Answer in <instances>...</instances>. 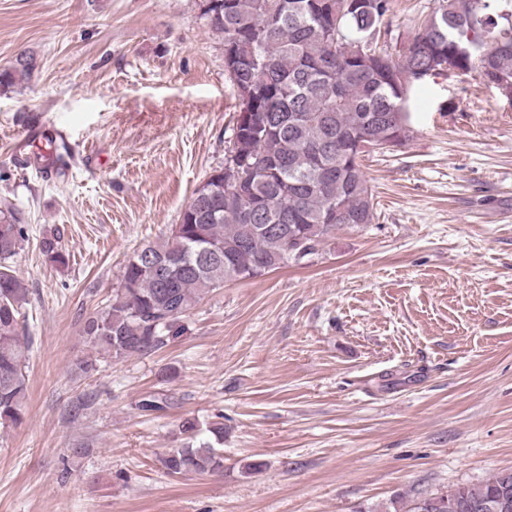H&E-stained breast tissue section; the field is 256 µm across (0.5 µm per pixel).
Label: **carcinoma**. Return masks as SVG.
I'll use <instances>...</instances> for the list:
<instances>
[{
    "label": "carcinoma",
    "instance_id": "obj_1",
    "mask_svg": "<svg viewBox=\"0 0 512 512\" xmlns=\"http://www.w3.org/2000/svg\"><path fill=\"white\" fill-rule=\"evenodd\" d=\"M415 32L402 37L389 20L390 0H220L202 18L224 38V70L237 94L229 141L230 173L213 170L207 196H192L167 238L136 250L123 266L108 305L84 322L86 342L104 358L123 360L167 345L179 318L232 280L298 264L294 236L317 250L337 225L369 224L374 195L362 168L368 153L398 140L415 87L429 77L476 73L486 83L512 81V0H437ZM360 42L363 54L346 46ZM20 57L0 83L32 77ZM336 149L320 158L328 137ZM265 215L250 219L255 204ZM280 224L264 232L257 224ZM26 238L12 210H0V422L22 420L28 399L25 337L27 288L12 258ZM46 260L68 265L59 229L39 244ZM215 442L171 449L170 475L218 473ZM472 501L509 500L512 470L462 487Z\"/></svg>",
    "mask_w": 512,
    "mask_h": 512
}]
</instances>
